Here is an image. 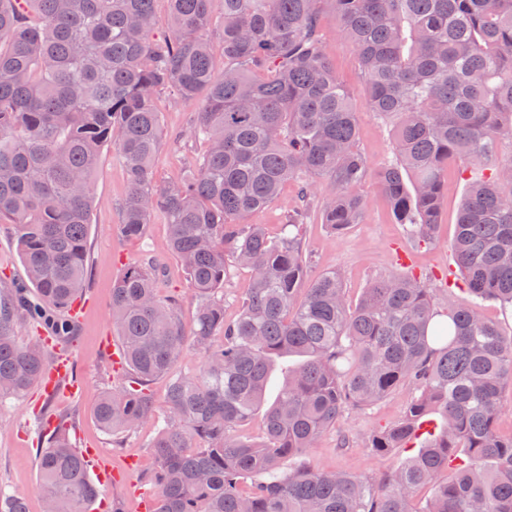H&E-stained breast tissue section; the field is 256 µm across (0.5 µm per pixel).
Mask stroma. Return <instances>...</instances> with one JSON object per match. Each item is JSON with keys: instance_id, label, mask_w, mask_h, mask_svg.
<instances>
[{"instance_id": "obj_1", "label": "stroma", "mask_w": 512, "mask_h": 512, "mask_svg": "<svg viewBox=\"0 0 512 512\" xmlns=\"http://www.w3.org/2000/svg\"><path fill=\"white\" fill-rule=\"evenodd\" d=\"M322 39L336 67L341 82L353 96L359 117V146L372 167H380L391 156L390 129L366 105L364 84L358 57L341 35L331 11H324L321 21ZM161 112L168 143L158 155L155 177L165 183L180 177L191 156L200 152L201 144L187 141L186 133L197 104L172 101L160 94L154 99ZM448 186L442 202L441 222L430 244L417 246L405 225L395 223L389 204L375 181H366L360 188L368 205L361 223L341 235H332L320 222L302 228L303 239L312 254L310 276L326 270L339 271L351 300H358L364 288L384 275L401 272L398 252H406L418 275L435 279L447 273L453 259L448 244L455 233L459 205L468 189V182L456 164H449ZM127 189L126 175L114 148H104L93 179V217L88 236V274L82 319L75 326L67 347L73 350L77 366L85 379V390L74 400H46L39 389L0 405V487L26 493L29 512H43L35 492L37 482L36 454L38 448L40 409L54 415L74 413L79 417L71 438L79 446H91L108 454L114 469L123 474L121 482L103 486L102 504L96 512H110L111 501H121L125 512H141L138 488L154 466L148 443L154 434L152 425H144L136 433L112 436L104 432L92 417V410L102 391L111 387L112 363L102 342L115 336L110 301L112 283L128 263L153 257L161 271L157 282L159 296L173 293L182 296V321L191 325L196 299L180 263L168 250V226L163 218L152 217L142 238H124L118 233L120 208ZM296 182L284 185L279 199L269 207L253 212L248 221L264 225L269 236H279L289 210L300 206ZM417 391L408 384L379 402L350 411L336 429L326 432L306 459L323 470L340 469L354 475L381 476L410 456L401 448L389 454H378L368 447L369 438L381 428L398 420Z\"/></svg>"}]
</instances>
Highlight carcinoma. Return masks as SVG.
<instances>
[{
	"label": "carcinoma",
	"instance_id": "1",
	"mask_svg": "<svg viewBox=\"0 0 512 512\" xmlns=\"http://www.w3.org/2000/svg\"><path fill=\"white\" fill-rule=\"evenodd\" d=\"M154 0H0V222L15 226L27 283L0 280V402L39 383L50 347L20 344L26 318L52 326L86 282L92 184L111 145L125 167L120 236L143 235L153 214L169 228L197 307L185 331L178 295L161 299L153 259L127 264L111 313L127 381L105 392L94 417L111 435L152 424L154 512H512V435L496 430L499 395L512 387V335L480 302L512 306V0H170L169 31L155 37ZM220 3L224 65L205 31ZM330 5L354 48L370 109L392 128V157L374 170L358 148L357 112L319 35ZM201 102L188 135L206 143L165 185L153 164L166 135L153 95ZM474 171L450 242L472 301L438 311L416 275L373 281L355 304L324 272L301 287L310 253L301 226L317 214L331 233L360 223L376 178L398 224L434 238L448 161ZM300 181L305 202L269 238L247 223ZM253 273L236 319L224 320L232 267ZM445 320H436L437 316ZM220 341H215L216 335ZM199 372H174L183 353ZM298 355L262 435L235 429L260 406L273 363ZM166 377L168 414L150 382ZM409 382L419 396L369 448L406 447L438 416L418 452L380 479L285 467L345 415ZM74 421L41 433L35 492L51 512H93L102 495ZM0 512H29L0 490Z\"/></svg>",
	"mask_w": 512,
	"mask_h": 512
}]
</instances>
